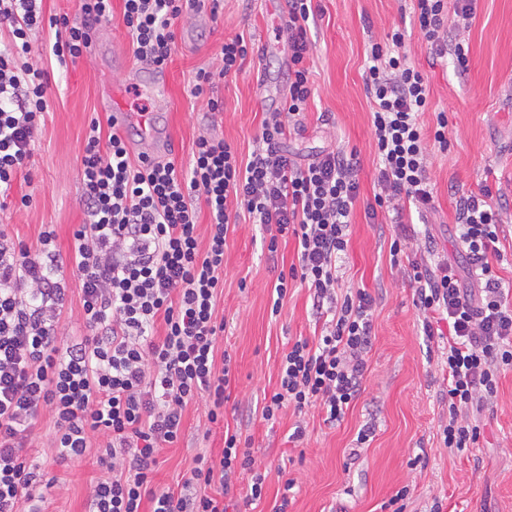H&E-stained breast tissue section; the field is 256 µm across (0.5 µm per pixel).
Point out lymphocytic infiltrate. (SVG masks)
Segmentation results:
<instances>
[{"mask_svg":"<svg viewBox=\"0 0 512 512\" xmlns=\"http://www.w3.org/2000/svg\"><path fill=\"white\" fill-rule=\"evenodd\" d=\"M222 0H123L122 23L137 59L164 69L171 57L176 20L207 11ZM422 41L434 57H452L468 70L461 43L452 41L447 0H415ZM288 97L281 112L267 113L257 146L240 160L224 139L208 133L192 145V165L131 155L123 137L88 125L80 159L85 224L73 233L72 264L81 285L85 336L59 334L67 297L66 269L56 232L45 227L37 247L0 234V512H43L32 490L37 474L27 462L30 431L41 411L54 418V448L61 460L85 456L94 437L108 475L98 481L86 512H229L233 479L250 475V500L262 499L265 478L238 432L224 434L215 458L197 457L180 489L153 486L162 448L184 435L189 405L209 398L210 422L224 419L231 386L230 356H217L224 324L216 305L223 292L224 246L230 212L273 228L267 249L293 237L297 262L279 273L273 311H280L288 283L300 280L313 306L332 303L331 320L319 336L299 337L281 359L279 381L261 409L263 420L283 408H314L329 424L340 422L363 390L372 346L374 297L360 289L337 297V262L348 249L349 228L360 196L356 154L336 150L300 165L283 150L290 120L311 96L307 66L311 44L306 24L312 0H286ZM112 19V0H79V18L44 16L42 0H0V198L9 197L31 156V142L48 109L46 72L28 63L30 33L63 27L65 39L50 47L58 63L83 57L93 32ZM393 30L373 44L366 87L371 127L380 161L378 193L367 204L402 215L406 204L428 209L431 146L448 147V115L424 126L431 89L402 51ZM248 55L244 37L226 40L216 69H199L191 89L212 114L223 103L212 97L216 80L238 73ZM208 224H200L201 214ZM454 221L465 261L479 288H464L456 265L411 261L413 304L427 341L442 345V399L448 418L440 429L445 447L464 450L478 442L479 416L512 369V304L495 265L500 206L490 189L464 194Z\"/></svg>","mask_w":512,"mask_h":512,"instance_id":"1","label":"lymphocytic infiltrate"}]
</instances>
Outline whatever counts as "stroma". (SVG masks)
Wrapping results in <instances>:
<instances>
[{"mask_svg": "<svg viewBox=\"0 0 512 512\" xmlns=\"http://www.w3.org/2000/svg\"><path fill=\"white\" fill-rule=\"evenodd\" d=\"M307 29L313 45L308 61L312 96L302 128L283 147L300 164L340 149L360 161V199L352 217L347 256L339 272L342 288L364 289L376 298L373 346L361 396L342 421L324 424L317 410L296 416L283 409L275 423L261 417L265 393L278 381L281 356L289 342L313 337L322 321L312 309L304 284L292 282L280 312H273L276 270L297 260L294 240L269 256L261 225L239 218L224 250V291L218 315L224 320L220 350L236 363L224 421L208 420L205 400L185 415V436L160 453L154 473L158 487H176L201 452L219 455L225 429L251 441L259 464L269 471L262 500L246 512H273L284 479L296 481L288 512H381L401 487H409L405 512H429L433 498L445 499L446 512H512V370L502 374L493 404L482 415V434L469 451L444 448L439 435L446 408L441 401L440 353L421 332L408 278L391 270L389 246L396 232L386 215L368 218L365 207L376 190L377 157L371 134V107L365 85L371 44L385 42L393 27L405 32L408 60L427 76L429 111L448 114L447 151L431 149L429 171L435 209L409 224L425 222L441 255L461 261L456 239L455 204L482 187L502 189V231L497 247L504 257L499 275L512 282V0H477L469 28L456 11L448 27L462 42L468 71L458 75L452 62L433 60L415 27L410 0H313ZM284 0H224L218 15L203 12L178 21L166 68L162 98L145 89L155 70L138 61L122 23V0H112L111 22L96 30L86 54L58 64L45 49L53 29L32 36L38 64L48 74L51 106L31 146L28 166L14 195H29L24 209H0V231L28 246L38 244L44 225H53L56 244L70 257L73 232L86 217L78 177L80 154L91 119L104 118L113 91L130 111L155 114L168 141L162 159L188 167L192 143L203 132L224 138L240 158L250 155L265 113L285 108L290 44ZM244 36L254 51L241 71L219 81L214 93L224 110L211 116L207 103L190 95L196 71L218 63L224 40ZM306 435L299 447L288 441L296 421ZM374 422L365 444L359 429ZM50 411H41L29 439L38 467L35 495L46 512H84L92 487L104 472L95 455L58 462Z\"/></svg>", "mask_w": 512, "mask_h": 512, "instance_id": "stroma-1", "label": "stroma"}]
</instances>
